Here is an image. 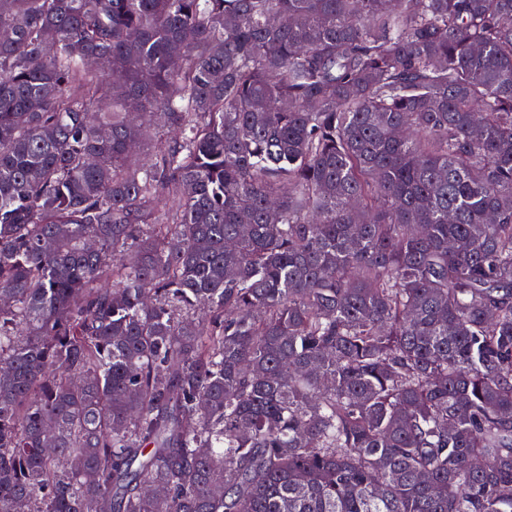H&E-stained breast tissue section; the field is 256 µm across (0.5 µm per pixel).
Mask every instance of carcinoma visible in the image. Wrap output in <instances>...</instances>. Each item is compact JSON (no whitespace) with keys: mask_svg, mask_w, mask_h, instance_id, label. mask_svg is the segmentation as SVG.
Listing matches in <instances>:
<instances>
[{"mask_svg":"<svg viewBox=\"0 0 512 512\" xmlns=\"http://www.w3.org/2000/svg\"><path fill=\"white\" fill-rule=\"evenodd\" d=\"M0 512H512V0H0Z\"/></svg>","mask_w":512,"mask_h":512,"instance_id":"1","label":"carcinoma"}]
</instances>
